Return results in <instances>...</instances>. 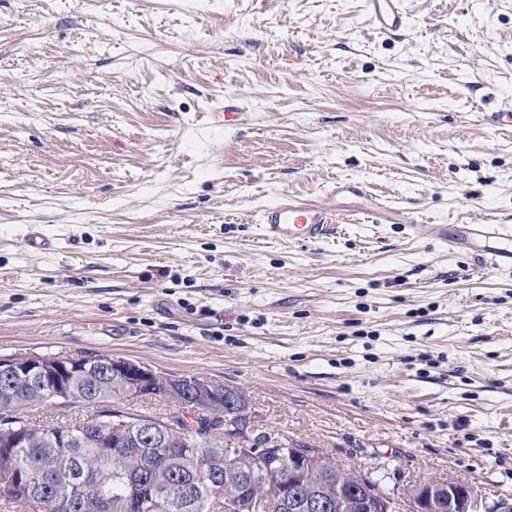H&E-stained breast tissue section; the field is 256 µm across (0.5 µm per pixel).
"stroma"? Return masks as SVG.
I'll return each mask as SVG.
<instances>
[{"mask_svg":"<svg viewBox=\"0 0 512 512\" xmlns=\"http://www.w3.org/2000/svg\"><path fill=\"white\" fill-rule=\"evenodd\" d=\"M408 8L392 35L364 0H0V355L202 376L387 487L512 495V269L363 212L259 226L339 178L512 224V130L477 119L512 103V0Z\"/></svg>","mask_w":512,"mask_h":512,"instance_id":"stroma-1","label":"stroma"}]
</instances>
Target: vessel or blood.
<instances>
[{
  "label": "vessel or blood",
  "instance_id": "b4317fda",
  "mask_svg": "<svg viewBox=\"0 0 512 512\" xmlns=\"http://www.w3.org/2000/svg\"><path fill=\"white\" fill-rule=\"evenodd\" d=\"M369 21L378 32L402 30L408 22L407 0H365ZM328 202L282 199L264 208L261 227L272 239L291 244L314 243L325 235L333 214L360 209L378 224L403 225L408 235L431 239L449 252L480 251L496 266H512L511 224H424L412 212L381 204L353 180H336Z\"/></svg>",
  "mask_w": 512,
  "mask_h": 512
}]
</instances>
